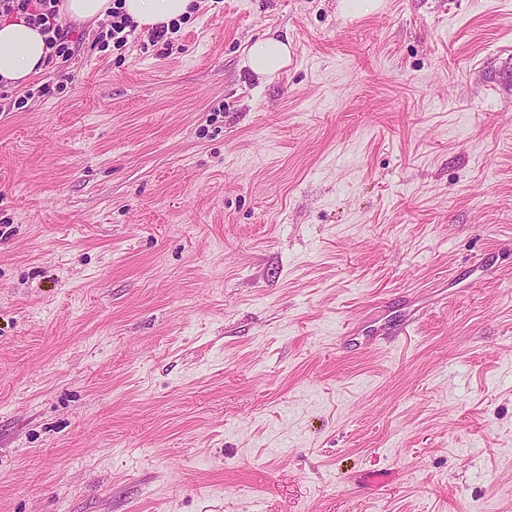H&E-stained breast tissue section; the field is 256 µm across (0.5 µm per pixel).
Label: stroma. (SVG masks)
Returning <instances> with one entry per match:
<instances>
[{
  "mask_svg": "<svg viewBox=\"0 0 512 512\" xmlns=\"http://www.w3.org/2000/svg\"><path fill=\"white\" fill-rule=\"evenodd\" d=\"M338 3L0 86V512H512V0ZM291 51L288 38L254 40L246 49V63L258 76H273L288 65Z\"/></svg>",
  "mask_w": 512,
  "mask_h": 512,
  "instance_id": "stroma-1",
  "label": "stroma"
}]
</instances>
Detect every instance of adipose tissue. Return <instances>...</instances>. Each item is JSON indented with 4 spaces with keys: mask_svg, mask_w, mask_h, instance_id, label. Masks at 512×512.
<instances>
[{
    "mask_svg": "<svg viewBox=\"0 0 512 512\" xmlns=\"http://www.w3.org/2000/svg\"><path fill=\"white\" fill-rule=\"evenodd\" d=\"M193 0H123V10L138 27L171 25L189 14ZM50 48L39 28L25 19L0 21V85L20 86L46 68ZM291 51L288 41L270 37L254 40L245 50L246 63L259 76L285 68Z\"/></svg>",
    "mask_w": 512,
    "mask_h": 512,
    "instance_id": "1",
    "label": "adipose tissue"
}]
</instances>
